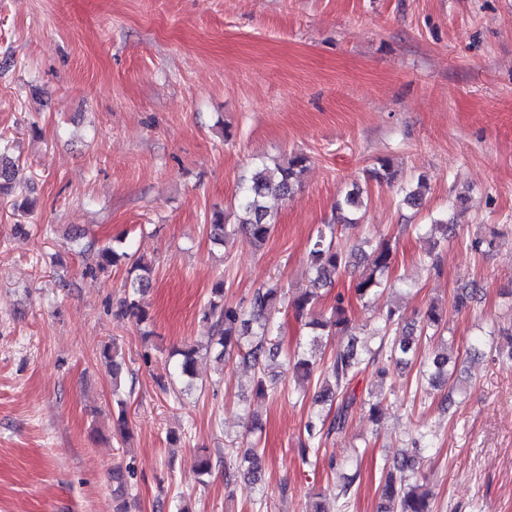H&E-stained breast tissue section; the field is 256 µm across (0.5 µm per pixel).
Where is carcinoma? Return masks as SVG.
<instances>
[{
  "instance_id": "obj_1",
  "label": "carcinoma",
  "mask_w": 512,
  "mask_h": 512,
  "mask_svg": "<svg viewBox=\"0 0 512 512\" xmlns=\"http://www.w3.org/2000/svg\"><path fill=\"white\" fill-rule=\"evenodd\" d=\"M308 158L295 154L284 164L269 166L259 161L250 175L239 186V197L235 212L237 227L243 229L252 241L261 246L270 238L276 218L265 205L269 196L286 198L299 186L301 176L306 169ZM17 166L0 152V197L12 192L16 179ZM427 191V182L420 178L416 186L403 189V203L411 207L422 204ZM362 204L360 194L349 190L336 200V223L327 224L318 231L309 251V270L313 275L311 287L294 297L291 307L298 317L314 312L318 303V290L332 284L334 277L343 269L356 263L364 271L353 287L355 298L362 307L372 306L387 290L392 289L387 273L394 262L391 245L385 240L364 241L350 253L336 246V228L340 224H354L357 219L349 217L352 211ZM211 237L217 242L232 234L230 225L225 223L224 214L216 213L209 224ZM112 247L99 249L95 265L85 268V273L95 275L105 272L115 265L121 257ZM127 279L126 296L119 302V314L131 316L140 323L147 319L141 308L138 296L147 292L153 285V269L150 263L139 257L132 261ZM282 299L281 289L271 286L256 289L247 307L224 303V282H218L212 289V298L204 308L203 316L211 323L212 334L208 346L217 349L216 358L220 361L234 356L254 370L256 393L266 396L268 393L265 371L280 354L279 325L274 314ZM347 300L344 295L336 296V305L327 315H319L307 322L313 330L312 342L320 341L321 336L332 332L344 334L350 327L347 316ZM403 315L400 310L390 307L378 316L376 334L378 346L373 351H363L353 340L336 348L329 362L319 366L305 352L296 351L287 357L297 381H308L312 376L321 380V390L315 396V403H330L335 406L334 413H312L305 424L308 445L311 452L320 451L322 442L331 435L343 433L353 410L357 406V397L350 391L353 380L374 363L379 364L376 377L384 382L389 375L386 362L399 364H419V375L428 386L445 388L457 371L456 362L448 356V342L443 339L445 322L443 310L432 304L419 321V327L402 330ZM441 339V348L433 351L424 359H419L422 340ZM198 347L187 344L177 348L172 355L179 357L178 373L191 378L195 375ZM100 360L112 370V379H117L122 370L118 360L117 347L106 344L99 353ZM428 445V434L421 433L413 440L411 452L394 457L384 465V483L381 486V498L385 501L384 512H433L428 492L418 483V463L421 453ZM235 459L224 464L225 475L245 474L258 481L262 469V454L252 446L237 448ZM360 472L341 473L337 476L336 498L348 500L357 493Z\"/></svg>"
}]
</instances>
